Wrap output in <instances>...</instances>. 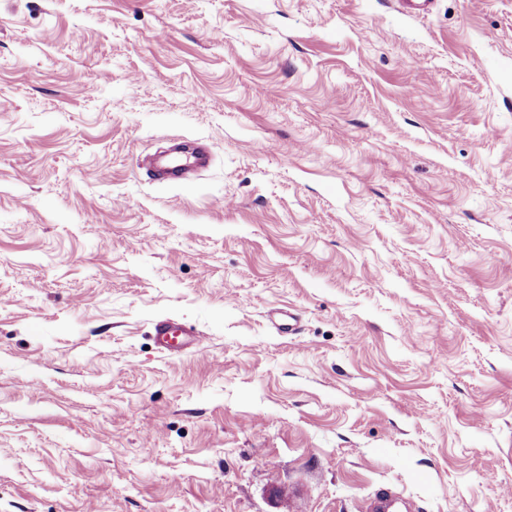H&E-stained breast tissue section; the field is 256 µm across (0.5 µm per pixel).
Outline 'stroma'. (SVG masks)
Listing matches in <instances>:
<instances>
[{
	"mask_svg": "<svg viewBox=\"0 0 512 512\" xmlns=\"http://www.w3.org/2000/svg\"><path fill=\"white\" fill-rule=\"evenodd\" d=\"M381 490L512 512V0H0V512ZM207 159L208 156L205 152H199L187 158L185 162L169 167L162 160L152 156L146 163L145 168L149 171L167 169L171 174L170 180L172 182H181L189 180L193 174L202 171L207 166ZM156 344L162 351L172 352L186 348L199 333L187 330L179 322L161 320L155 324Z\"/></svg>",
	"mask_w": 512,
	"mask_h": 512,
	"instance_id": "35a3bbf8",
	"label": "stroma"
}]
</instances>
